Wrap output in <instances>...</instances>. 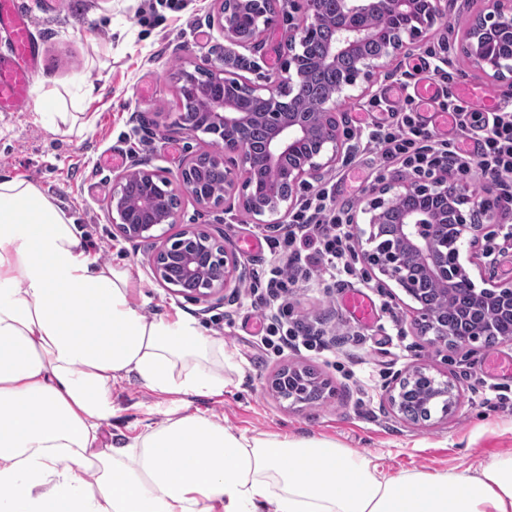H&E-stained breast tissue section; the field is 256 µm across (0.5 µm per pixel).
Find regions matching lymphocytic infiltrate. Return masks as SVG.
<instances>
[{"label": "lymphocytic infiltrate", "instance_id": "lymphocytic-infiltrate-1", "mask_svg": "<svg viewBox=\"0 0 512 512\" xmlns=\"http://www.w3.org/2000/svg\"><path fill=\"white\" fill-rule=\"evenodd\" d=\"M442 111L452 113L457 133L445 138L421 123L415 100H407L400 122L375 127L368 134L381 163L397 162L414 176L430 177L440 169L465 178L479 172L486 180L512 178V111L496 108L485 118L476 151L464 147L469 137L468 105L455 93H445ZM349 215L336 204V191L324 187L309 193L288 217L282 237L267 241L273 256L267 267L257 305L281 301L282 306L262 327L259 342L280 352L307 349L313 342L297 322L287 299L300 283L349 273L347 256L354 247Z\"/></svg>", "mask_w": 512, "mask_h": 512}]
</instances>
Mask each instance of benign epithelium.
<instances>
[{"mask_svg":"<svg viewBox=\"0 0 512 512\" xmlns=\"http://www.w3.org/2000/svg\"><path fill=\"white\" fill-rule=\"evenodd\" d=\"M310 22L288 31L291 47L305 43L327 14L330 0H304ZM421 9L419 0H365L361 5H348L338 0L342 24L336 40L321 59L324 65H334L343 56L355 57V68L348 73L322 100V122L315 125L311 113L300 111L303 97L297 90L283 101L277 82L256 84L225 66L207 68L182 67L176 74L177 85L192 91L188 111L203 114V120L193 123L186 113L178 115L177 124L194 134L212 136V148L183 164L177 175V186L201 209H218L226 197L240 191L244 209L269 229H275L293 207L296 187L305 179L318 180L333 168L342 155L343 138L337 119L340 100L351 92H365L374 81L379 65L376 61L392 57L400 51L405 39L420 36L437 19L443 17L442 0H426ZM266 0H222L220 24L224 30V61L235 55V48L255 43L262 28L272 21ZM370 13H382L398 18V24L384 41L381 54L369 56L365 44L379 37L378 28L361 23ZM512 34V13L495 6L479 21L464 31L462 52L495 82L512 79V61L503 62L487 54L485 41L494 32ZM239 85L244 96L265 105L261 112H244L237 102L224 98V82ZM259 126L265 131L260 150H255L247 132ZM234 155L245 175L236 184L231 172L224 169V160ZM216 167L224 170V184L211 190L194 182L197 170ZM258 171L274 172L278 180L268 185L263 202L254 200L250 179ZM131 173L116 176L108 209L115 231L129 241L158 240L159 246L148 262L163 285L198 301H228L235 297L250 270L234 254L228 252L205 224H186L175 234L157 233L165 225L177 223L178 209L168 196L155 193L133 200L129 195ZM378 196L367 203L363 213L369 215L367 227L358 228V244L365 264L393 282L406 296L419 304L416 326L435 350L485 342V336L497 325L512 326V286L506 287L491 277H482L485 287L477 290L482 302L458 305L457 330L448 328L436 311V304L455 300L458 284L472 280L471 266L476 253L463 255L461 245L468 241L476 247L480 239L493 233L489 224L496 220V209L505 208L509 200L487 192L480 204L487 207L486 223H468V198L458 185L439 175L428 185L409 178L397 186L386 185L377 190ZM415 197L423 202L420 209L396 208L395 201ZM266 389L276 398L291 404L324 399L331 394L327 382L304 368L285 366L266 382ZM459 399L457 384L441 379L426 367L415 366L399 374L386 391L389 410L403 421L420 426L432 418V410L441 406L442 416H450Z\"/></svg>","mask_w":512,"mask_h":512,"instance_id":"1","label":"benign epithelium"}]
</instances>
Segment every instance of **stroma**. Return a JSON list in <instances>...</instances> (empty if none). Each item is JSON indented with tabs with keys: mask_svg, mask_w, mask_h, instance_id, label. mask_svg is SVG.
<instances>
[{
	"mask_svg": "<svg viewBox=\"0 0 512 512\" xmlns=\"http://www.w3.org/2000/svg\"><path fill=\"white\" fill-rule=\"evenodd\" d=\"M30 6L32 30L42 48L38 82L58 88L90 83L93 98L81 102V125L42 123L35 103L15 112H0V176L37 183L54 195L93 253L107 264L126 265L136 288L134 304L153 318L179 314L196 319L224 343V354L235 366L231 383L220 397H195L192 408L224 419L225 427L252 435L263 432L291 437H325L359 454H374L382 468L400 471H461L494 456L512 453V373L493 369L491 359L512 361V341L492 346H461L435 353L418 335L415 304L398 288L378 287L359 257H351L353 274L347 287L332 280L302 283L293 296L296 314L325 334L328 349L283 355L255 343L257 309L246 291L234 301L204 304L163 287L154 277L148 257L154 242H130L116 233L108 212L113 180L120 172L147 170L174 177L179 165L210 150L207 136L178 128L180 111L174 75L186 62L205 67L222 53L224 32L217 22L221 0H187L174 12L150 0H59L52 11ZM492 0H450L447 18L380 68L377 82L358 99L343 102L338 115L346 132L343 160L326 175L335 182L338 201L366 223L362 208L366 194L400 174L397 164L377 173L372 151L354 153L358 124H391L400 120L399 100L385 93L402 86L414 90L446 66L459 82H482L459 50L469 22L491 8ZM149 11L151 21L137 15ZM304 9L277 11L275 22L259 36L256 46L238 49L232 71L261 83L281 76L290 53L286 36L303 25ZM448 40V61L440 63L438 42ZM179 224H208L223 233L226 248L239 254L250 269L268 257L266 244L245 252L257 228L240 206L211 212L183 198ZM366 297L370 317L355 315L346 304L349 293ZM426 364L432 373L457 380L461 396L449 417L433 415L418 428L388 412L382 394L394 376L413 365ZM311 368L326 380L333 394L325 400L290 405L272 396L266 381L280 368ZM500 390L503 400L493 399ZM113 399L119 408L102 429L101 443L117 433L133 436L145 420L146 409L158 396L137 380L118 387Z\"/></svg>",
	"mask_w": 512,
	"mask_h": 512,
	"instance_id": "stroma-1",
	"label": "stroma"
}]
</instances>
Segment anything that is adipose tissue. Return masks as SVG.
<instances>
[{
    "label": "adipose tissue",
    "instance_id": "ef3b65f1",
    "mask_svg": "<svg viewBox=\"0 0 512 512\" xmlns=\"http://www.w3.org/2000/svg\"><path fill=\"white\" fill-rule=\"evenodd\" d=\"M133 288L54 197L0 178V512H512V455L387 475L332 440L191 411L223 394L224 347L192 317H145ZM131 378L172 405L100 447Z\"/></svg>",
    "mask_w": 512,
    "mask_h": 512
}]
</instances>
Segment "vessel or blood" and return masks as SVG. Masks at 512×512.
<instances>
[{
	"mask_svg": "<svg viewBox=\"0 0 512 512\" xmlns=\"http://www.w3.org/2000/svg\"><path fill=\"white\" fill-rule=\"evenodd\" d=\"M0 37L9 44L8 53L0 56V112H13L30 99L41 60L30 15L20 0H0Z\"/></svg>",
	"mask_w": 512,
	"mask_h": 512,
	"instance_id": "1",
	"label": "vessel or blood"
}]
</instances>
